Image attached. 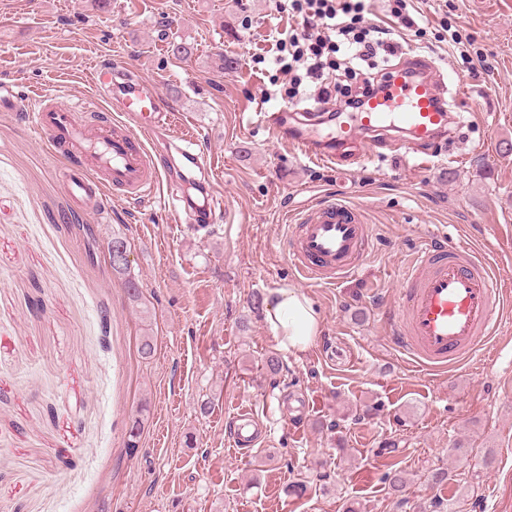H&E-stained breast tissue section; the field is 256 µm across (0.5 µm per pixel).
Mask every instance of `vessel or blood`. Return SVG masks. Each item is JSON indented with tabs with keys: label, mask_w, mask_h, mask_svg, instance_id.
<instances>
[{
	"label": "vessel or blood",
	"mask_w": 512,
	"mask_h": 512,
	"mask_svg": "<svg viewBox=\"0 0 512 512\" xmlns=\"http://www.w3.org/2000/svg\"><path fill=\"white\" fill-rule=\"evenodd\" d=\"M426 56L413 52L389 69L376 91L343 115L283 106L258 115L277 140L310 161L348 170L364 160L366 145L422 151L450 135L444 105L447 88L430 75ZM91 85L108 107L85 112L0 85V104L32 126L65 175L63 189L79 205L103 213L113 200H151L162 192L176 223H219L224 199L209 188L212 164L196 137L176 129L169 99L125 65L95 66ZM194 185L197 195L185 194ZM289 258L303 279L336 284L359 270L373 246L363 210L324 194L301 206L290 221ZM512 290L491 263L465 244L434 239L409 262L399 302L385 316L391 344L420 371L441 373L472 358L494 336ZM261 431L254 416L232 421L233 445L251 450Z\"/></svg>",
	"instance_id": "vessel-or-blood-1"
}]
</instances>
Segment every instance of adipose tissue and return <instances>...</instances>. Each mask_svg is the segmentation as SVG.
<instances>
[{
  "instance_id": "adipose-tissue-1",
  "label": "adipose tissue",
  "mask_w": 512,
  "mask_h": 512,
  "mask_svg": "<svg viewBox=\"0 0 512 512\" xmlns=\"http://www.w3.org/2000/svg\"><path fill=\"white\" fill-rule=\"evenodd\" d=\"M264 318L278 348L288 354L306 351L322 321L313 303L294 288L271 291L264 301Z\"/></svg>"
}]
</instances>
